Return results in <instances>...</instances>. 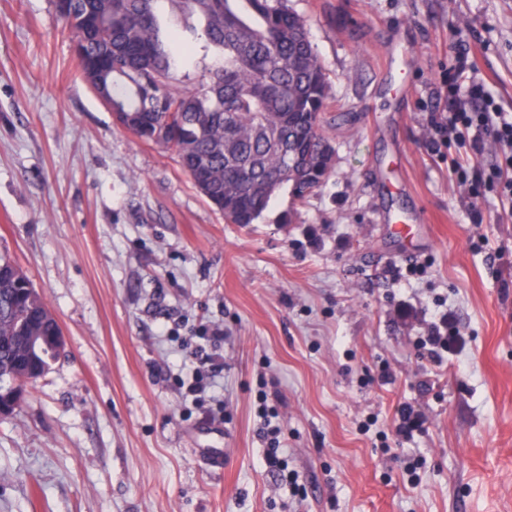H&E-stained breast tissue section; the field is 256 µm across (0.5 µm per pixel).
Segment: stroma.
Here are the masks:
<instances>
[{"mask_svg":"<svg viewBox=\"0 0 512 512\" xmlns=\"http://www.w3.org/2000/svg\"><path fill=\"white\" fill-rule=\"evenodd\" d=\"M288 5L327 73L334 167L242 226L116 121L53 0H0V248L64 339L0 418V512H512V200L474 221L454 166L496 146L435 132L469 25L474 78L512 113V0ZM213 326L223 387L197 405L175 339ZM262 402L302 495L261 464ZM476 33L473 28H468L465 31H457L454 36L455 40V55L453 60L455 61L453 69L462 74L469 67V53H470V42L469 38Z\"/></svg>","mask_w":512,"mask_h":512,"instance_id":"stroma-1","label":"stroma"}]
</instances>
